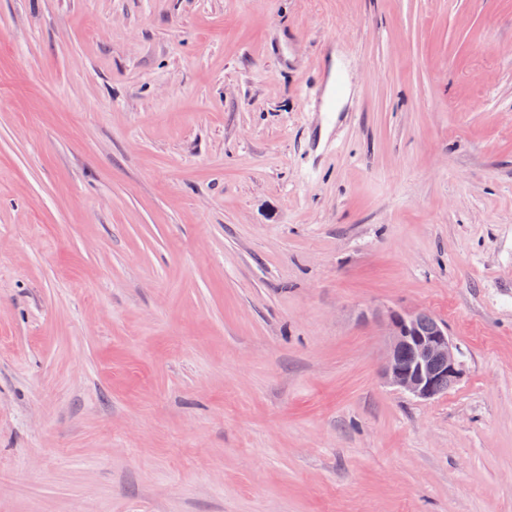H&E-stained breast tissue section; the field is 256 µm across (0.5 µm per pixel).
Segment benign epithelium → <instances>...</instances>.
Returning <instances> with one entry per match:
<instances>
[{
    "instance_id": "obj_1",
    "label": "benign epithelium",
    "mask_w": 512,
    "mask_h": 512,
    "mask_svg": "<svg viewBox=\"0 0 512 512\" xmlns=\"http://www.w3.org/2000/svg\"><path fill=\"white\" fill-rule=\"evenodd\" d=\"M424 320L430 324L426 335L419 331ZM386 326L390 343L382 375L389 385L414 397L431 399L458 382L462 374L459 350L442 321L421 311L391 310ZM406 348L417 352L414 366L409 368L400 359Z\"/></svg>"
}]
</instances>
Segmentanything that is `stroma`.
Wrapping results in <instances>:
<instances>
[{"label":"stroma","instance_id":"35a3bbf8","mask_svg":"<svg viewBox=\"0 0 512 512\" xmlns=\"http://www.w3.org/2000/svg\"><path fill=\"white\" fill-rule=\"evenodd\" d=\"M0 512H512V0H0ZM424 320L431 328L427 335L419 331ZM386 326L390 343L382 375L389 385L414 397L431 399L458 382L462 374L459 350L442 321L421 311L391 310ZM405 348L417 352L413 367L401 362Z\"/></svg>","mask_w":512,"mask_h":512}]
</instances>
